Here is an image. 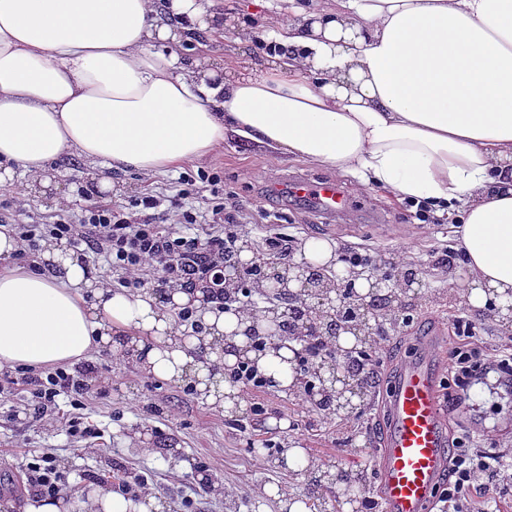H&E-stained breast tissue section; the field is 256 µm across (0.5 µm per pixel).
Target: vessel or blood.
Returning a JSON list of instances; mask_svg holds the SVG:
<instances>
[{
	"label": "vessel or blood",
	"instance_id": "b4317fda",
	"mask_svg": "<svg viewBox=\"0 0 512 512\" xmlns=\"http://www.w3.org/2000/svg\"><path fill=\"white\" fill-rule=\"evenodd\" d=\"M289 193L325 213L346 211L348 196L335 182L294 180ZM389 424L372 463L380 484L381 512H427L448 467V425L435 353L424 343L395 372L388 386Z\"/></svg>",
	"mask_w": 512,
	"mask_h": 512
}]
</instances>
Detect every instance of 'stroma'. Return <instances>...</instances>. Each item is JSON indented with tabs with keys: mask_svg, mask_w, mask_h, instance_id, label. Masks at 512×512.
<instances>
[{
	"mask_svg": "<svg viewBox=\"0 0 512 512\" xmlns=\"http://www.w3.org/2000/svg\"><path fill=\"white\" fill-rule=\"evenodd\" d=\"M215 6L224 13L223 34L193 35L178 48L182 57L205 67L228 68L265 60L256 41L269 38L270 32L253 18L250 0H215ZM201 167L222 171L226 190L238 195L256 226L253 240H262L268 232L287 234L298 243L311 237L327 238L342 251L371 252L386 271L405 262L422 264L426 276L413 320L391 330L378 352L376 399L364 413L319 422L295 395L271 388L260 397L267 410L263 426L240 432L226 423L222 409L202 402L187 385L147 376L137 360L127 356L114 363L111 372L89 380L91 397L85 414L100 431L96 450H88L85 441L70 437L59 424L21 426L22 405H0V471L14 481L22 480L24 452L31 449L52 457L67 479L65 492L73 502L93 486L118 490L122 473L130 471L152 482L161 512H283L279 499L268 495V488H284L300 499L305 478L259 463L256 450L265 441L303 448L326 469L368 465V452L381 441L388 424L380 396L416 340L429 341L437 351H444L455 320L471 316L484 350L512 347L511 334L474 316L468 305L451 302L464 266L458 262L447 269L434 264L435 257L454 244L449 224L404 223L405 204L384 191L233 134L225 136L222 152ZM178 176L173 170L146 180L132 170L116 172L111 189L100 188L96 194L103 202L116 205L128 204L147 191L172 196L179 189ZM295 178L336 181L352 200V211L331 217L290 197L285 187ZM93 183L87 163L73 155L62 162L52 188L29 190L26 177L19 175L13 191L25 196L24 223L51 224L80 214L86 201L78 188ZM171 411L176 414L172 420L167 417ZM509 417L512 395L492 393L486 385L480 394L454 406L446 420L455 435L484 429V436L474 438L472 450L488 453L512 446V426L505 424ZM160 429L166 433L162 441L156 438ZM142 431L151 438V448L141 447L137 435ZM200 462L210 465L220 492L196 495L190 468Z\"/></svg>",
	"mask_w": 512,
	"mask_h": 512,
	"instance_id": "stroma-1",
	"label": "stroma"
}]
</instances>
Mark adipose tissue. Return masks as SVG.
Returning <instances> with one entry per match:
<instances>
[{"label": "adipose tissue", "mask_w": 512, "mask_h": 512, "mask_svg": "<svg viewBox=\"0 0 512 512\" xmlns=\"http://www.w3.org/2000/svg\"><path fill=\"white\" fill-rule=\"evenodd\" d=\"M270 31L283 53L246 72L190 66L195 31L222 32L213 0H0V185L46 186L73 154L146 177L203 160L235 134L353 175L397 201L459 213L479 312L512 304V0H279ZM0 230V368L72 365L133 349L149 375L185 380L215 361V333L237 320L176 290H116L64 243L29 263ZM203 326L180 347L177 310ZM96 488L81 512H156Z\"/></svg>", "instance_id": "ef3b65f1"}]
</instances>
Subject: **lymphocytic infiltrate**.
<instances>
[{
	"mask_svg": "<svg viewBox=\"0 0 512 512\" xmlns=\"http://www.w3.org/2000/svg\"><path fill=\"white\" fill-rule=\"evenodd\" d=\"M180 189L170 198L146 192L129 205L96 202L87 206L81 218L54 224H18L14 231L20 241V256L35 253L46 239H64L81 252L86 261L105 263L120 274L128 289L166 288L178 284L187 288H214L231 246L249 236L247 210L234 194L224 189L220 172L181 174ZM201 207H194V199ZM206 233H199L198 225ZM496 367L512 382V351L489 356L480 348H453L448 354L447 375L457 388L488 367ZM100 363L83 362L74 371L62 368L38 371L19 368L0 383V398L23 402L33 421L50 424V413L58 396L64 395L74 410L66 427L74 437L96 435L84 421L88 380L98 374ZM26 489L41 497H55L64 486V475L48 454L32 455L25 467ZM512 483V448L491 455L472 453L463 440H456L448 464V485L439 496L447 512H463L472 491H487L491 482Z\"/></svg>",
	"mask_w": 512,
	"mask_h": 512,
	"instance_id": "f902f5d3",
	"label": "lymphocytic infiltrate"
}]
</instances>
